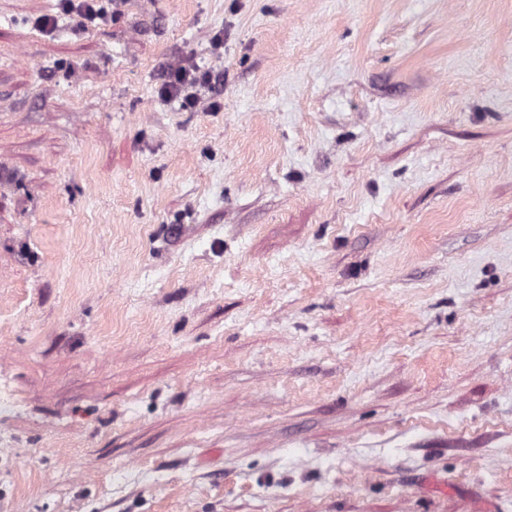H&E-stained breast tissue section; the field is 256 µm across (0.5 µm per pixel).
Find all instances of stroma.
Returning a JSON list of instances; mask_svg holds the SVG:
<instances>
[{
  "mask_svg": "<svg viewBox=\"0 0 512 512\" xmlns=\"http://www.w3.org/2000/svg\"><path fill=\"white\" fill-rule=\"evenodd\" d=\"M105 8L0 0V512H512V0ZM99 0H60V9L65 14H74L81 26L106 19L105 11L99 6ZM213 76L207 71L193 68L176 67L167 72L159 88V95L164 100L178 99L183 110H196L202 100V90L211 88Z\"/></svg>",
  "mask_w": 512,
  "mask_h": 512,
  "instance_id": "stroma-1",
  "label": "stroma"
}]
</instances>
